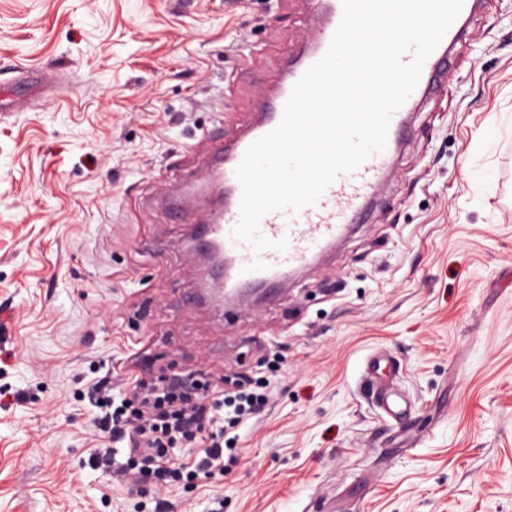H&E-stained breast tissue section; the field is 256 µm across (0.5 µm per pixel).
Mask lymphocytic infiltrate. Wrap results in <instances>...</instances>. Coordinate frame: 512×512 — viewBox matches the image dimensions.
Masks as SVG:
<instances>
[{
    "label": "lymphocytic infiltrate",
    "instance_id": "obj_1",
    "mask_svg": "<svg viewBox=\"0 0 512 512\" xmlns=\"http://www.w3.org/2000/svg\"><path fill=\"white\" fill-rule=\"evenodd\" d=\"M87 398L98 410L97 429L110 442L96 450L94 466L111 470L110 446L118 443L126 454L121 473L137 472L159 487L223 474L225 423H244L265 403L247 380H235L228 391L223 384L182 372L159 377L146 392L133 388L119 401L106 374L88 389ZM173 448L187 449L185 460H171Z\"/></svg>",
    "mask_w": 512,
    "mask_h": 512
}]
</instances>
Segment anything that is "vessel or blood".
Instances as JSON below:
<instances>
[{
    "label": "vessel or blood",
    "instance_id": "b4317fda",
    "mask_svg": "<svg viewBox=\"0 0 512 512\" xmlns=\"http://www.w3.org/2000/svg\"><path fill=\"white\" fill-rule=\"evenodd\" d=\"M483 0H463L462 9L424 63L419 82L392 115L386 146L373 153L355 171L340 174L315 204L299 211H275L264 215L259 232L265 238L286 240L285 250L255 252L234 237L240 218L241 185L235 171L248 147L281 121L286 101L296 82L327 51L342 17V0H316V19L303 52L286 63L275 77L274 88L263 94L254 123L234 143L217 150L210 177L224 187V204L205 218L210 252L220 263L228 299L250 288H276L292 271L305 268L324 255L351 225L368 223L377 193L390 174L394 158L407 130L408 118L418 104L441 87L451 70L454 49L464 40L470 22L480 13ZM377 403L394 422L403 421L409 407L399 389L378 387Z\"/></svg>",
    "mask_w": 512,
    "mask_h": 512
}]
</instances>
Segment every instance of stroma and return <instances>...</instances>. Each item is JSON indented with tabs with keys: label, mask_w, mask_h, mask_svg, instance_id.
I'll use <instances>...</instances> for the list:
<instances>
[{
	"label": "stroma",
	"mask_w": 512,
	"mask_h": 512,
	"mask_svg": "<svg viewBox=\"0 0 512 512\" xmlns=\"http://www.w3.org/2000/svg\"><path fill=\"white\" fill-rule=\"evenodd\" d=\"M315 0H0V512H512V0H488L380 188L372 223L276 299L189 307L229 139ZM149 350L130 362L135 338ZM410 413L395 424L364 380ZM159 367L248 374L269 402L221 477L157 491L89 463L83 394ZM27 392L24 403L14 393Z\"/></svg>",
	"instance_id": "obj_1"
}]
</instances>
